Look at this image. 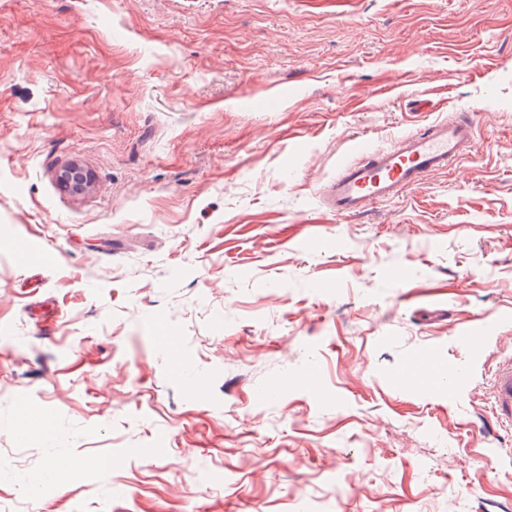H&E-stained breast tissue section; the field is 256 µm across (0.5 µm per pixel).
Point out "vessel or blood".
Here are the masks:
<instances>
[{"label":"vessel or blood","instance_id":"b4317fda","mask_svg":"<svg viewBox=\"0 0 512 512\" xmlns=\"http://www.w3.org/2000/svg\"><path fill=\"white\" fill-rule=\"evenodd\" d=\"M474 136L475 125L469 117L433 121L394 146L344 166L324 191L326 206L345 217L392 200L458 162ZM490 394L497 424L511 429L512 352L497 363Z\"/></svg>","mask_w":512,"mask_h":512}]
</instances>
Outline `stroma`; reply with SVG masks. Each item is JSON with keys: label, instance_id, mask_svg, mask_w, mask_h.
Returning a JSON list of instances; mask_svg holds the SVG:
<instances>
[{"label": "stroma", "instance_id": "stroma-1", "mask_svg": "<svg viewBox=\"0 0 512 512\" xmlns=\"http://www.w3.org/2000/svg\"><path fill=\"white\" fill-rule=\"evenodd\" d=\"M465 112L459 166L325 207ZM510 348L512 0H0V472L73 463L0 512H512ZM467 116L435 120L394 146L344 166L324 191L336 216H350L418 187L432 173L458 162L475 136ZM62 182L74 193H84L92 186L87 173L77 164L70 166L63 172ZM492 413L496 423L512 428V351L502 357L493 372L491 384Z\"/></svg>", "mask_w": 512, "mask_h": 512}]
</instances>
